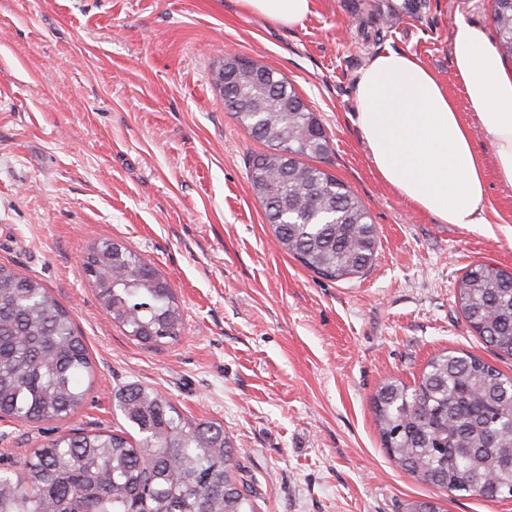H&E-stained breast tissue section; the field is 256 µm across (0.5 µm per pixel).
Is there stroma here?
<instances>
[{"label":"stroma","instance_id":"1","mask_svg":"<svg viewBox=\"0 0 512 512\" xmlns=\"http://www.w3.org/2000/svg\"><path fill=\"white\" fill-rule=\"evenodd\" d=\"M491 13V0H315L288 29L238 0H0V262L70 311L95 371L67 422L0 420V458L21 462L69 427L119 428L114 395L139 385L223 424L256 512H512V498L448 494L396 468L372 407L389 378L415 384L446 351L512 375L454 296L470 264L512 271V187L487 180L496 223H438L380 180L355 123V75L388 48L470 114L450 32ZM228 53L275 68L319 117L322 168L377 227L360 277H321L274 245L247 181L263 146L214 83ZM103 241L170 282L177 341L137 342L106 316L79 272Z\"/></svg>","mask_w":512,"mask_h":512}]
</instances>
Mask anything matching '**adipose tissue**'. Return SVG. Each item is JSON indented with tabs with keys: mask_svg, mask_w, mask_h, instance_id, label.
Returning <instances> with one entry per match:
<instances>
[{
	"mask_svg": "<svg viewBox=\"0 0 512 512\" xmlns=\"http://www.w3.org/2000/svg\"><path fill=\"white\" fill-rule=\"evenodd\" d=\"M247 11L294 28L314 0H239ZM452 63L473 109L464 118L455 98L415 55L388 49L354 81L356 124L381 180L442 224L488 221L487 172L474 142L489 140L498 180L512 186V70L482 24L458 18Z\"/></svg>",
	"mask_w": 512,
	"mask_h": 512,
	"instance_id": "ef3b65f1",
	"label": "adipose tissue"
}]
</instances>
